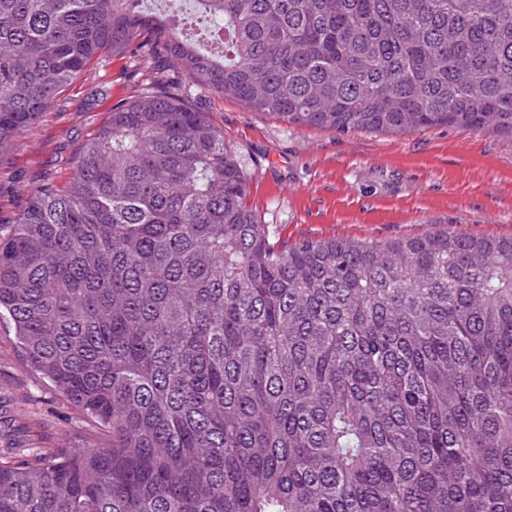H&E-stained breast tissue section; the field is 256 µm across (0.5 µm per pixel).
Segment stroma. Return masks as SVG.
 <instances>
[{"label": "stroma", "instance_id": "stroma-1", "mask_svg": "<svg viewBox=\"0 0 512 512\" xmlns=\"http://www.w3.org/2000/svg\"><path fill=\"white\" fill-rule=\"evenodd\" d=\"M137 61L104 54L0 158V232L39 185L64 187L112 107L134 95ZM208 119L248 176L249 207L273 240H388L437 231L512 238V139L457 127L338 132L282 122L200 93ZM107 431L27 369L0 317V457L22 446L104 444Z\"/></svg>", "mask_w": 512, "mask_h": 512}]
</instances>
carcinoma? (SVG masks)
Returning a JSON list of instances; mask_svg holds the SVG:
<instances>
[{
  "label": "carcinoma",
  "instance_id": "obj_1",
  "mask_svg": "<svg viewBox=\"0 0 512 512\" xmlns=\"http://www.w3.org/2000/svg\"><path fill=\"white\" fill-rule=\"evenodd\" d=\"M144 2L0 0V157L141 76L0 236L26 367L111 433L0 459V512H512V238L282 246L193 94L512 138V0Z\"/></svg>",
  "mask_w": 512,
  "mask_h": 512
}]
</instances>
